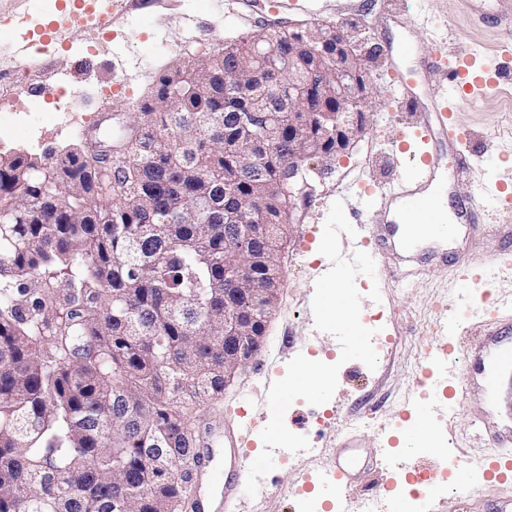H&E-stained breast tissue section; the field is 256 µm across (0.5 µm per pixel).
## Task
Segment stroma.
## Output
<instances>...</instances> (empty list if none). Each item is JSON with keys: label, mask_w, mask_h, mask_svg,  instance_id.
<instances>
[{"label": "stroma", "mask_w": 512, "mask_h": 512, "mask_svg": "<svg viewBox=\"0 0 512 512\" xmlns=\"http://www.w3.org/2000/svg\"><path fill=\"white\" fill-rule=\"evenodd\" d=\"M385 1L310 0L309 9L288 12L277 8L276 0H251V21L243 25L225 11L222 0H147L140 9L112 19L107 34L78 33L66 47H50L18 60L10 53L9 43L17 37L36 39L42 25L57 15L60 0H0V94L22 103L19 113L0 112L1 153L20 150L38 154L48 147L59 149L75 143L81 128L76 124L59 136L34 139V130L51 126L56 119L49 99L38 92L42 85H68L96 94L105 85L123 82L126 90L122 96L85 114V125L97 127L99 140L112 142L129 122L134 104L149 99L164 71L206 56L274 21L346 23L352 37L368 33L371 45L381 49L372 62L379 100L370 114L367 132L337 160L320 164L311 195L298 199L279 251V300L263 339V349L271 354L274 365L266 376L252 363L238 370L224 392L204 404V418H224L261 431L266 422L259 418L255 406L286 373L289 358L281 352L284 341H291L294 350L309 359L340 362L335 338L317 334L311 309L315 282L328 270V260L318 247L337 189L367 191L386 180L393 172L397 142L408 143L415 154L422 149L396 104L399 77L410 78L422 88L433 80L420 65L421 56L433 46L424 31L412 27V19L420 10H428L452 51L474 47L491 53L507 40L496 24L476 21L465 0H389L398 15L394 22L386 19ZM455 118L471 135L475 168L496 166L502 174L512 176V86L466 99ZM504 249L512 250V216L491 212L485 224L460 233L448 249L447 260L431 265L421 276L392 278L388 269L394 259L388 254L379 258L374 276H357L356 286L362 295L360 320L374 329L375 346L391 343L392 356L373 370L358 360L340 362L337 395L318 406L302 399L290 405L285 424L292 432L307 436L310 448L294 454L285 449L274 453L275 468L262 479L266 493L245 498L247 512H299L298 489L303 478L319 481L328 462L325 444L335 435L337 425L357 422L370 448L382 444L377 419L386 420L389 434L400 433L405 406L433 399L437 390L436 380L431 379L425 391H418L415 371L424 363L425 346L441 333L456 260L471 252L486 259ZM374 286L381 295L377 302L368 296ZM483 407L482 398L474 395L449 416L431 414L430 427L440 438L439 447L420 454L419 462L435 472L440 452L451 455L463 449L482 454L484 448L474 438V425ZM372 408L378 413L374 420L367 416Z\"/></svg>", "instance_id": "stroma-1"}]
</instances>
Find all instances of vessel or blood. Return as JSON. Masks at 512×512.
<instances>
[{
  "instance_id": "obj_1",
  "label": "vessel or blood",
  "mask_w": 512,
  "mask_h": 512,
  "mask_svg": "<svg viewBox=\"0 0 512 512\" xmlns=\"http://www.w3.org/2000/svg\"><path fill=\"white\" fill-rule=\"evenodd\" d=\"M89 11L86 0H64L59 14L44 28L42 45L62 46L76 32L85 31ZM424 65L436 74L425 98H417L407 79L399 81L400 102L412 111L410 123L424 145L423 151L411 156L409 165L402 167L396 177L374 185L368 194L342 197L344 211L361 239L374 241L375 255L394 249L404 256V265L396 267L395 273L405 277L424 273L421 245L433 249L445 246L443 238L430 233L433 213L425 194L427 186L446 165H453L460 178L466 177L471 168L469 155L457 147L464 134L455 123V112L465 94L482 92L486 74L512 79L511 55H502L491 64L482 59L480 52H452L443 42L425 57ZM443 143L452 147V157H445L440 151ZM474 195L487 206L511 211L512 179L485 173ZM470 281L466 274L458 280L462 289L460 305L480 308L486 312V319L475 335L453 332L436 338L425 351L426 360L443 371L442 407L464 401L477 382L482 384L493 407L492 416L482 418L476 431L477 438L492 447V454L478 462L465 452L447 460L459 500L475 498L474 473H481L487 482L512 478V456L507 453L512 446V401L498 395L504 385L512 383V338L505 334L506 319L494 292L469 291ZM428 417L429 409L424 405L409 411V424L398 442L406 453H413L426 431ZM199 430L193 448L198 461L186 479L193 492L192 512H232L248 473L242 431L221 420L203 422ZM373 474L378 477L373 485L375 494L386 500L383 512H411V504L385 497L388 470L383 450L364 448L353 433L338 437L333 445L321 483L322 495L328 498L349 493L360 485L363 476Z\"/></svg>"
}]
</instances>
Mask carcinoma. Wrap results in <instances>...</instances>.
<instances>
[{"label": "carcinoma", "instance_id": "carcinoma-1", "mask_svg": "<svg viewBox=\"0 0 512 512\" xmlns=\"http://www.w3.org/2000/svg\"><path fill=\"white\" fill-rule=\"evenodd\" d=\"M336 107V31L269 28L162 74L120 157L0 153V512H177L224 322L274 295L240 224L287 237L288 163L336 153ZM277 115L274 112H240L237 124L241 133L254 142L263 134L272 122H277Z\"/></svg>", "mask_w": 512, "mask_h": 512}]
</instances>
